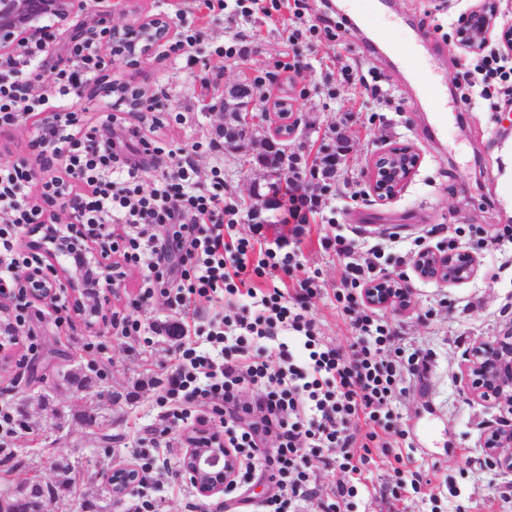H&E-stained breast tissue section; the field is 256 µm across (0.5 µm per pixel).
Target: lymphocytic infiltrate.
Returning a JSON list of instances; mask_svg holds the SVG:
<instances>
[{"mask_svg":"<svg viewBox=\"0 0 512 512\" xmlns=\"http://www.w3.org/2000/svg\"><path fill=\"white\" fill-rule=\"evenodd\" d=\"M48 45L43 36L15 59L0 60V126L49 113L38 137L52 158L64 161L62 175L41 179L27 161L0 165V294L25 298L41 268L38 254L16 249L18 232L40 224L43 204L70 208L75 223L100 239L104 258L116 256L123 265L143 269L140 301L159 295L187 315L201 298L243 299V306L207 326H193L212 349L181 345L156 404L173 423L203 405L225 416L224 444L239 461V476L259 465L281 490L262 500L258 512H287L292 502L316 497L305 469L307 454L338 449L341 468L351 478L362 475L373 449L389 446L393 400L420 381L427 363L418 351L402 358L396 332L364 303L362 292L376 278L374 266L356 261L352 239L339 234L322 242L343 267L336 308L355 332L349 354H342L320 336L309 315L307 302L317 291L313 279L300 280L293 294L275 283L278 272L295 266V253L272 251L261 239L237 233L239 210L224 201L221 144L206 146L214 164L204 183L183 148L145 140L134 129L112 133L115 113L104 115L100 125L85 124L80 90L101 78L107 63L94 45L72 39L69 63L45 93L40 75ZM105 128L110 136H102ZM143 150L173 161L150 183L138 159ZM116 224L131 227V234H114ZM173 252L180 256L175 267L169 264ZM257 278L270 280V287L253 288ZM290 331L304 336L303 353L278 343L279 362L271 364L269 341ZM245 388L256 389L257 398L242 399ZM268 434L277 445L261 447V436Z\"/></svg>","mask_w":512,"mask_h":512,"instance_id":"obj_1","label":"lymphocytic infiltrate"}]
</instances>
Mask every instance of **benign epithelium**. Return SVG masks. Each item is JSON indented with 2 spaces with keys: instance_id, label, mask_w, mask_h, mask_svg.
<instances>
[{
  "instance_id": "1",
  "label": "benign epithelium",
  "mask_w": 512,
  "mask_h": 512,
  "mask_svg": "<svg viewBox=\"0 0 512 512\" xmlns=\"http://www.w3.org/2000/svg\"><path fill=\"white\" fill-rule=\"evenodd\" d=\"M498 9L496 0H487L462 16L456 28L457 45L468 53H480L495 34L501 45L512 52V26L497 27ZM108 17L107 13L90 12L83 0H0V56L8 58L20 46L35 40L43 32L47 19L53 21L54 29L97 45L107 58L119 57L130 62L153 55L177 36L169 18L160 13H144L132 24H109ZM112 91L131 112L151 109L150 100L139 88L114 82ZM274 116L275 127L263 145L268 151L278 148L284 136H293L299 124L292 109L276 112ZM418 164L419 157L411 148L386 147L371 167V191L381 201L394 198ZM60 223V219L54 218L40 225L43 240L51 247L45 250L48 264L44 265L45 271L33 297L51 303L56 290L63 288L77 310L89 318L101 317V301L88 293L85 272L88 266L95 265L101 279L113 281L119 266L106 261L90 247L75 253L73 239L61 230ZM479 268V256L470 249L427 248L412 260V270L418 279L446 286L472 280ZM412 300L413 288L405 274L387 275L363 289L364 303L373 308L405 311L411 307ZM463 393L485 402L492 399L501 408L502 415L483 432L481 447L490 468L512 473V326L494 340L476 342L470 347L464 359ZM185 442L182 469L189 483L205 498L224 493V485L238 471L233 450L204 429L187 433ZM105 481L112 499L121 501L140 481V474L135 467L124 465L111 469Z\"/></svg>"
}]
</instances>
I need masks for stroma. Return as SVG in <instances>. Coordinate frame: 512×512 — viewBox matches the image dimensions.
<instances>
[{"label": "stroma", "mask_w": 512, "mask_h": 512, "mask_svg": "<svg viewBox=\"0 0 512 512\" xmlns=\"http://www.w3.org/2000/svg\"><path fill=\"white\" fill-rule=\"evenodd\" d=\"M308 3V11L297 17L289 8L245 14L238 0H226L215 13L187 0H137L139 9L166 15L177 30H202L199 62L180 67L159 52L133 65L112 63L109 75L153 98L154 114L164 123L146 129L150 139L183 147L215 139L223 118L209 106L239 83L254 85L267 107L284 94L294 101L299 128L288 141L289 152L311 161L323 139L335 133L346 137L349 151L336 185L322 197L320 212L309 215L303 235L294 237L291 225L280 223L275 213L263 229L268 248L297 253L299 266L285 277L286 285L315 277L318 291L308 308L321 336L336 347L347 348L353 330L337 314L341 266L321 248L323 237L340 232L355 239L357 260L377 262L388 274L410 272L414 255L427 247L478 251L481 266L469 282L440 286L415 279L408 310H380L405 353L429 351V370L419 387L392 403L405 435L391 442L394 453L407 458L406 468L395 472L391 456H378L339 512H454L459 506L464 512H512V474L489 469L480 446L483 428L498 410L460 391L464 352L512 325V95L472 106L479 90L461 87L459 74L475 70L479 57L455 43L459 19L479 0H361L357 11L347 10L345 0ZM329 19L349 25L329 38L323 31ZM296 28L302 36L295 41ZM233 32L241 35L239 55L219 56L218 48ZM413 42L441 87L446 116L435 112L410 74L406 48ZM289 59L296 69L283 70ZM345 65L364 75L376 73L380 96L346 81ZM202 72L212 81L205 93ZM390 145L412 147L420 165L396 197L381 202L370 191L368 171ZM40 151L32 122L0 127V163L32 161ZM259 177L252 165L225 154L227 199L239 207L237 229L246 237L253 231L256 205L249 186ZM142 279L141 268L128 267L100 290L106 314L140 322L136 336L122 335L111 322L91 324L73 309L28 299L31 318L18 328L14 358L0 372V407L23 408L28 427L15 429L7 450H0V496L38 475L65 488L64 497L46 501L45 512H77L89 501L105 512H133L132 498L113 504L101 475L120 464H140L145 453L165 463L144 488L157 512H252L253 503L277 494L258 471L233 499L200 497L183 475L188 428L201 424L216 432L221 423L206 407L185 425L163 420L155 404L158 382L181 345L165 328L186 318L162 297L139 302ZM91 366L100 375L95 392H73L64 373ZM84 413L96 417V426L76 423ZM307 467L320 497L302 503L300 512H322L331 488L347 475L332 449L308 456ZM415 475L423 482L417 492L406 488Z\"/></svg>", "instance_id": "35a3bbf8"}]
</instances>
